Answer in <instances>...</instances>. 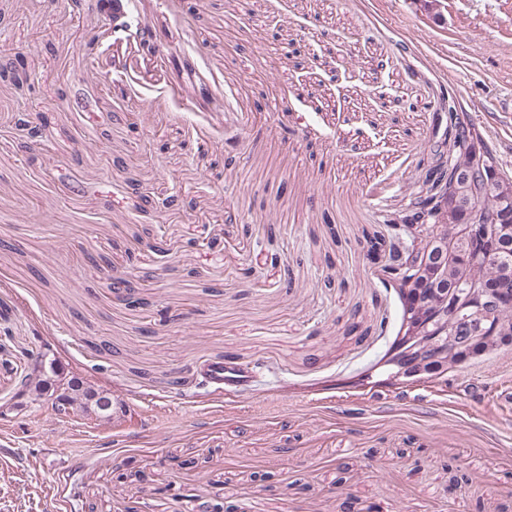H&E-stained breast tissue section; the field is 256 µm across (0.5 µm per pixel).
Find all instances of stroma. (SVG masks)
<instances>
[{"label":"stroma","instance_id":"1","mask_svg":"<svg viewBox=\"0 0 512 512\" xmlns=\"http://www.w3.org/2000/svg\"><path fill=\"white\" fill-rule=\"evenodd\" d=\"M141 2L115 75L95 2L0 0V404L47 354L126 408L0 418V512H512V346L391 377L365 256L444 98L512 176V0Z\"/></svg>","mask_w":512,"mask_h":512}]
</instances>
